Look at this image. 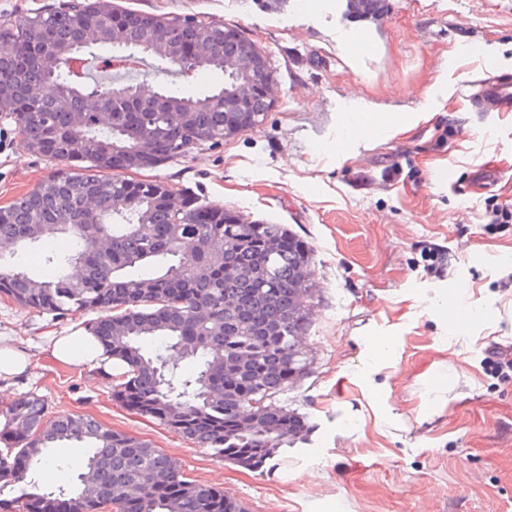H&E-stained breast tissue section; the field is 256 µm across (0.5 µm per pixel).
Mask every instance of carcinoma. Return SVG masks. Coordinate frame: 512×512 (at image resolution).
<instances>
[{
  "instance_id": "1",
  "label": "carcinoma",
  "mask_w": 512,
  "mask_h": 512,
  "mask_svg": "<svg viewBox=\"0 0 512 512\" xmlns=\"http://www.w3.org/2000/svg\"><path fill=\"white\" fill-rule=\"evenodd\" d=\"M41 33L70 51L76 18L57 10L37 12ZM29 29L1 26L0 40L20 41L18 52L0 56V81L24 96L34 79L44 85L38 112H21L28 128L40 117L67 140L69 107L81 106L92 87L68 70L46 71L28 53ZM182 96L164 90L176 111L214 95ZM191 127L224 132L217 104L190 115ZM143 133L141 113L113 112L108 126L88 113L85 149L63 162L82 173L54 176L61 192L36 187L0 214V295L38 311L65 315L92 311L97 340L124 368L112 398L135 412L209 448L219 458L262 471L279 449L305 435L302 417L278 395L304 375L307 359L298 342L306 329L301 310L310 297L301 273L309 247L282 224H166L149 196L113 192L112 175L100 160L117 142ZM181 151L176 137L156 144L152 161ZM98 188L103 207L96 217L80 204L81 189ZM43 249L47 277L30 274L17 261L26 248ZM263 267L267 282L251 275ZM156 339L164 348L148 353ZM182 359L196 362L184 378ZM45 403L29 395L0 405V492L28 474L54 465L73 473L70 489L47 485L22 499L0 498V512H244L235 498L188 479L149 441L80 415L62 414L44 423ZM86 445V454L55 464L58 442Z\"/></svg>"
}]
</instances>
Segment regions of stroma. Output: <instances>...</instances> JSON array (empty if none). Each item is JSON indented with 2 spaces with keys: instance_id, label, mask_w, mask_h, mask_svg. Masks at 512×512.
<instances>
[{
  "instance_id": "obj_1",
  "label": "stroma",
  "mask_w": 512,
  "mask_h": 512,
  "mask_svg": "<svg viewBox=\"0 0 512 512\" xmlns=\"http://www.w3.org/2000/svg\"><path fill=\"white\" fill-rule=\"evenodd\" d=\"M112 3L222 23L269 57L275 89L259 125L124 176L287 225L309 246L308 366L279 396L305 416L307 437L261 472L217 458L115 402L89 367L50 357L48 337L93 313L57 318L4 296L0 342L31 364L0 395L34 393L50 414L145 439L246 512H512V378L485 365L490 347L512 346V223L486 228L487 212L512 210V111L470 101L487 71L512 73V0H384L373 18L348 16L346 0ZM156 65L143 62L138 85L197 96L224 82L217 70L188 83ZM352 99L405 131L346 141ZM60 168L0 112V207ZM432 249L444 268L428 265ZM452 306L462 325L449 323ZM376 336L388 344L373 361L364 350Z\"/></svg>"
}]
</instances>
